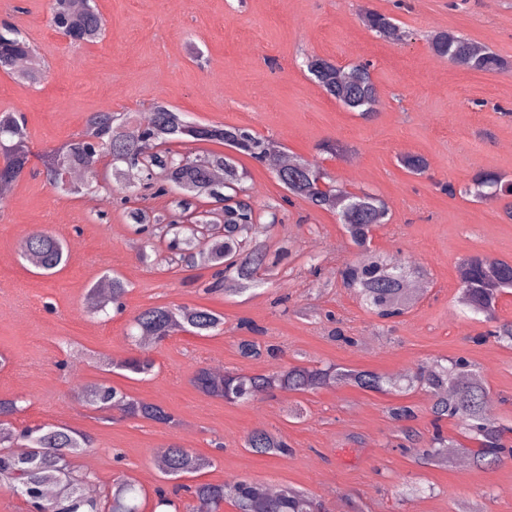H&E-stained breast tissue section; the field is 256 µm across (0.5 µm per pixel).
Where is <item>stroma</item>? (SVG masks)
<instances>
[{"mask_svg": "<svg viewBox=\"0 0 512 512\" xmlns=\"http://www.w3.org/2000/svg\"><path fill=\"white\" fill-rule=\"evenodd\" d=\"M104 33L74 44L50 25L48 0H0V22L33 45L43 71L29 85L0 71V110L20 112L34 154L9 195L0 198V398L19 400L18 427L70 426L87 432L92 448L73 461L94 475L96 497L114 477H134L153 492L159 477L152 451L177 443L214 459L202 482L246 478L305 489L324 512H512V459L492 467L418 466L389 419L395 404L413 406L422 440L434 430L472 447L455 421L434 423L428 394L404 395L336 384L296 394L274 391L228 404L192 383L201 367L250 375L292 364H336L386 378L440 359L465 357L485 378L492 413L512 427V348L472 341L485 323L458 305L465 258L512 260V221L500 204L448 196L474 173L512 176V70L459 69L437 57L428 39L451 30L512 62V0H96ZM397 20L384 38L361 20L363 9ZM315 54L341 66L366 63L380 93L375 115L359 118L329 97L303 60ZM163 102L200 125L226 124L269 136L288 155L326 168L348 190L384 199L388 223L373 232L370 250L423 267L428 285L392 322L379 320L337 282L336 269L360 256L336 215L303 200L285 203V189L266 166L248 157L246 185L254 200L278 204L269 251L287 244L277 277L253 293H207L206 270L141 261L120 195L90 179V191L68 195L42 174L39 154L80 133L89 113L131 112L144 118ZM346 145L332 156L321 145ZM412 153L428 169L416 176L398 159ZM63 238L61 270L30 271L18 250L30 225ZM128 282L126 310L94 315L85 300L105 272ZM285 306H277L278 298ZM165 304L204 305L224 316L214 336L181 332L146 349L128 338L131 318ZM249 320L277 356L242 358L239 324ZM353 337L346 345L334 329ZM146 352L153 375L141 381L106 372L93 353L128 358ZM107 382L164 406L180 420L167 426L90 410L82 385ZM302 408L300 419L289 418ZM264 428L287 437L290 456L259 457L244 441Z\"/></svg>", "mask_w": 512, "mask_h": 512, "instance_id": "stroma-1", "label": "stroma"}]
</instances>
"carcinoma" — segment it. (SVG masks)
<instances>
[{"label": "carcinoma", "instance_id": "1", "mask_svg": "<svg viewBox=\"0 0 512 512\" xmlns=\"http://www.w3.org/2000/svg\"><path fill=\"white\" fill-rule=\"evenodd\" d=\"M51 25L76 34V44L94 43L103 33L104 20L94 0H51ZM364 25L382 37L396 27L394 18L373 10L361 14ZM431 51L450 64L473 71L503 72L512 64L490 52L484 45L454 31H438L429 39ZM35 49L12 26L0 27V70L14 72V64L23 56L32 57ZM306 68L314 82L330 97L363 119L374 114L379 92L362 63L348 68L310 55ZM127 114L92 112L85 128L57 147L39 155L43 172L51 186L68 194H80L85 186L71 180L72 171L80 166L102 164L100 176L117 189L134 188L137 200L153 196L172 197V212L150 216L144 207L126 209L128 223L137 236L138 257L149 258L148 251L163 244L173 260L189 270L212 271L206 291L224 290L231 281L232 293L243 295L270 280L275 265L269 261L265 241L267 229L278 223L276 206L255 205L250 201L244 182L247 170L238 156L244 155L270 167L277 181L289 195L308 202L313 208L336 213L352 243L363 252L356 260L345 263L338 274L346 288L354 290L381 320L389 321L406 313L414 297L405 285L413 278L426 276L419 267L412 269L399 260L366 254L374 228L389 220L385 201L368 192L353 193L337 185L336 179L322 166L304 160L287 165L275 162L277 142L245 128L226 125H198L183 119V113L158 102L148 120L139 124L136 138L127 136ZM155 144L146 154L142 142ZM189 142L225 145L236 155L200 150L181 151L177 146ZM31 150L24 117L9 110L0 111V184L17 180L29 164ZM400 165L410 173L420 174L427 160L417 154H405ZM216 169L224 178L212 177ZM508 176L480 171L463 193L477 199L503 204L505 217L512 220V199L499 194ZM235 205L217 215L215 205L227 199ZM267 214L270 221L260 222ZM67 244L54 234L34 236L26 241L23 260L35 273L54 274L66 260ZM468 275L458 297L462 308L483 318L490 329L478 334L476 341L494 342L512 347V320L497 316L499 298L512 290V260L471 256L464 261ZM128 292L127 282L116 272L104 274L89 288L98 297L93 314L112 306L121 311ZM240 328L249 332L238 341L244 358L274 356L277 348L259 341V328L243 320ZM224 329V316L206 306L158 305L139 311L131 319L128 336L134 342L151 338L161 342L178 332L210 336ZM104 370H120L123 377L142 380L153 373L154 361L141 354L121 362L99 359ZM192 383L203 395L236 404L258 394L274 390L308 393L331 383H347L364 391L421 389L431 398L430 413L434 421L453 419L465 437L477 447L468 449L472 463L479 467L512 458V440L506 434L512 428L499 425L488 412L490 391L481 373L468 360L458 358L443 364L436 360L422 363L398 380H386L367 370L341 369L334 365L309 367L292 365L272 374L238 375L226 372L214 376L201 368ZM84 401L96 411H118L124 417H139L175 426L179 420L165 407L130 397L122 389L100 383L85 390ZM22 410L15 399H0V486L25 496L34 512H144L146 496L139 484L122 474L112 480L111 492L100 502L87 496L83 483L87 477L73 475L71 459L91 447V436L69 426H26L18 429L13 417ZM25 443L28 451L18 455L12 448ZM455 446L441 434L414 449L415 460L423 465L448 461V449ZM244 447L257 455L286 457L292 448L277 433L255 430L245 439ZM213 459L174 444L169 447L161 471V481H181L196 477L212 467ZM192 503L189 512H220L230 502L236 512H321V505L308 492L284 486L268 494L265 485L248 479L221 484H184Z\"/></svg>", "mask_w": 512, "mask_h": 512}]
</instances>
